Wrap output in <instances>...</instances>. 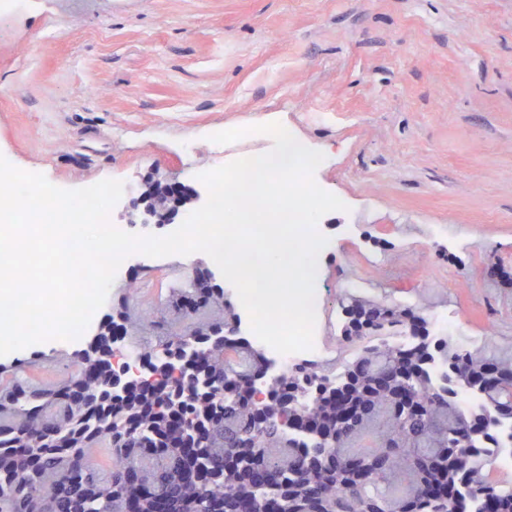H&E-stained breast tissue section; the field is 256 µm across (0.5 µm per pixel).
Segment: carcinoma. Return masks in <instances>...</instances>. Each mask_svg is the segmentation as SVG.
<instances>
[{
	"label": "carcinoma",
	"mask_w": 512,
	"mask_h": 512,
	"mask_svg": "<svg viewBox=\"0 0 512 512\" xmlns=\"http://www.w3.org/2000/svg\"><path fill=\"white\" fill-rule=\"evenodd\" d=\"M224 313L233 327L236 314L224 305V293L212 295L200 318L182 331L196 335L198 349L209 350L205 364L216 381L232 380L222 401L196 396L179 404L188 414L189 431L202 426L193 451L176 457L172 449H150L166 432V410L160 387H152L151 405L129 415L125 432L112 433L107 413L106 382L95 375L97 363L83 362L86 400L64 406L66 420L52 436L45 422L65 390L28 394L14 384L0 403V512H126L133 501L138 512H154L155 496L167 499L169 512H239L252 498L255 512H487L497 501L512 512V490L501 486L483 459L485 441L500 420L512 419L504 407L512 401V361L498 364V376L478 397L486 408L463 413L447 383L434 385L416 347L373 343L368 335L404 324L396 308L369 311L365 329L347 337L363 344L356 359L334 376L298 377L292 381L294 406L289 409L294 433L283 431L244 400L263 359L248 368L229 365L224 347L210 340L211 314ZM400 372L411 380L420 409L409 413L400 401L374 387L375 372ZM317 427L335 447L313 449L306 431ZM378 434L376 451L361 453L353 441L364 432ZM123 446L125 456L107 472L91 465V450ZM227 448L243 457L225 468ZM271 465L283 477L279 489L251 491L255 468Z\"/></svg>",
	"instance_id": "obj_1"
}]
</instances>
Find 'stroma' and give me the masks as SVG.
<instances>
[{"label":"stroma","mask_w":512,"mask_h":512,"mask_svg":"<svg viewBox=\"0 0 512 512\" xmlns=\"http://www.w3.org/2000/svg\"><path fill=\"white\" fill-rule=\"evenodd\" d=\"M278 123L324 155L320 278L325 335L355 304L457 316L512 358V0H57L0 19V155L79 189L104 179L178 182L272 150L214 133ZM164 236L143 202L110 216ZM216 265L202 252L133 260L102 307L130 296L165 322V272ZM47 341L0 356V385L78 375Z\"/></svg>","instance_id":"1"}]
</instances>
